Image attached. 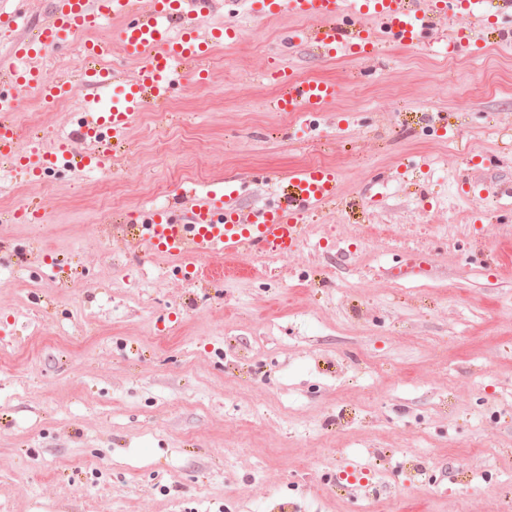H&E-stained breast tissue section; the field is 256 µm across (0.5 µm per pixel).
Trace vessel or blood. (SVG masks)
<instances>
[{
	"mask_svg": "<svg viewBox=\"0 0 512 512\" xmlns=\"http://www.w3.org/2000/svg\"><path fill=\"white\" fill-rule=\"evenodd\" d=\"M465 8L476 29L486 27L494 0H262L260 16L272 18L287 12L314 18L313 26L293 30L298 42L312 44L324 56L341 53L372 59L376 33L391 34L407 46L419 45L425 32L436 31L449 11ZM220 0H52L43 20L28 28L21 16L9 14L0 30L17 31L9 56L0 59V175L37 173L62 165L73 170L105 168L113 151L125 140L139 112L160 108L170 90L190 79L200 78L201 63L210 43L198 32L202 17L220 10ZM373 18L376 28L357 27L362 17ZM119 21L117 39L124 53L137 61L129 78L120 72H102L97 64L107 48L98 43L83 45L87 67L79 80L64 77L47 83L42 79V60L81 32L106 20ZM121 84L111 103L99 96H84L77 125L58 134L46 150L21 151L11 114L27 92L39 91L53 100L73 94L78 86L102 87ZM286 91L274 100L275 110L293 112L333 100L336 84L323 81L298 83L284 79ZM285 206L257 205L241 209L229 185L198 189L181 185L175 200L205 196V203L182 214L164 209L138 225L132 240L170 255L206 258L215 254L239 258L263 252H287L295 248L303 227L297 218L337 196L333 170L306 168L281 185Z\"/></svg>",
	"mask_w": 512,
	"mask_h": 512,
	"instance_id": "vessel-or-blood-1",
	"label": "vessel or blood"
}]
</instances>
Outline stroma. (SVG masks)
Returning a JSON list of instances; mask_svg holds the SVG:
<instances>
[{
	"label": "stroma",
	"mask_w": 512,
	"mask_h": 512,
	"mask_svg": "<svg viewBox=\"0 0 512 512\" xmlns=\"http://www.w3.org/2000/svg\"><path fill=\"white\" fill-rule=\"evenodd\" d=\"M208 23L239 34L110 168L0 185V512H512V14L367 63L287 47L306 18ZM283 70L343 93L276 111ZM29 107L25 151L79 118ZM316 165L336 204L238 274L112 242L183 182L248 208Z\"/></svg>",
	"instance_id": "obj_1"
}]
</instances>
